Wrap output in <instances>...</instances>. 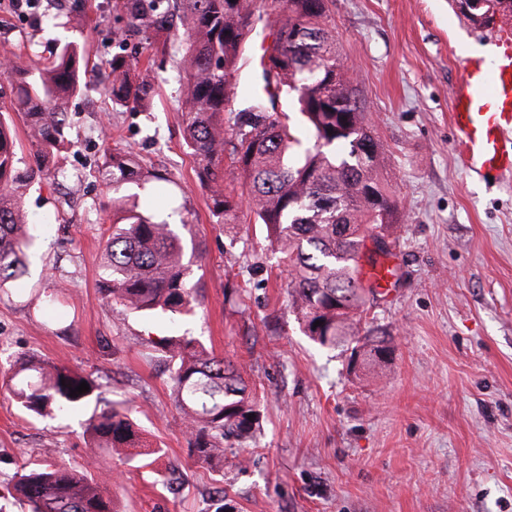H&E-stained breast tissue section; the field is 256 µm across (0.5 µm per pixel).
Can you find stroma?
I'll return each mask as SVG.
<instances>
[{
    "label": "stroma",
    "mask_w": 512,
    "mask_h": 512,
    "mask_svg": "<svg viewBox=\"0 0 512 512\" xmlns=\"http://www.w3.org/2000/svg\"><path fill=\"white\" fill-rule=\"evenodd\" d=\"M82 4L83 28L52 0L25 14L1 4L0 59L43 61L61 39L88 43L106 64L120 0ZM331 24L402 212L387 258L395 276L362 321L385 332L390 360L350 374L349 349L319 348L298 331L287 274L266 258L253 213L242 210L231 231L212 222L183 147L175 71L161 73L146 112L113 111L91 88L69 106L67 165L80 193L47 173L24 195L38 239L22 283L0 290V358L35 352L94 373L163 454L145 466L104 453L83 434L86 412L35 421L0 387V512H22L11 477L44 459L110 467L119 512H207L218 487L230 512H512V179L468 177L451 119L467 49L488 30L452 0H333ZM125 147L173 178L140 190V211L188 219L204 247L201 304L175 323L114 320L98 291L112 232L98 167ZM59 288L66 303L45 306ZM183 333L241 364L264 410L256 447L227 449L220 473L190 456L152 355L158 338Z\"/></svg>",
    "instance_id": "1"
}]
</instances>
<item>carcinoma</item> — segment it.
I'll use <instances>...</instances> for the list:
<instances>
[{"label": "carcinoma", "mask_w": 512, "mask_h": 512, "mask_svg": "<svg viewBox=\"0 0 512 512\" xmlns=\"http://www.w3.org/2000/svg\"><path fill=\"white\" fill-rule=\"evenodd\" d=\"M332 0H122L123 27L108 72L91 62L86 47L63 44L38 68L16 67L0 77L11 87V107L23 122L32 162L19 167L16 141L0 119V287L27 274L32 239L22 204L28 183L53 171L69 179L70 101L93 81L105 80L115 112L151 107L157 73L179 70L178 103L184 146L208 195L216 224L238 223L243 201L264 226L271 253L288 272L291 308L300 331L334 350L360 337L362 314L376 289L364 284L366 239H385L397 223L398 201L377 169L383 147L368 121L366 99L338 52L330 23ZM475 25L489 12L512 14V0H485L474 8L455 0ZM262 66L250 83L239 73L258 40ZM150 53L141 65L142 48ZM243 107L234 109L236 101ZM295 103L311 136L302 147L300 127L279 110ZM242 181L224 186V151ZM112 185V234L107 238L98 288L112 312L188 315L198 304L201 278L194 266L200 244L186 251L181 227L139 210L132 188L168 182L164 170L144 167L131 148L115 149L101 170ZM319 326H314L315 322ZM387 345L365 334L362 364H376L371 347ZM155 348L168 364L172 399L192 456L224 469L225 445L255 442L262 413L232 361L192 336H166ZM17 405L44 418L77 410L101 394L103 383L38 354L0 370ZM89 390L72 397L81 382ZM86 431L95 448H143L128 409L120 403L93 410ZM17 500L29 512H116L110 470L92 474L64 462L24 464L16 472Z\"/></svg>", "instance_id": "1"}]
</instances>
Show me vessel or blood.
I'll return each mask as SVG.
<instances>
[{"label":"vessel or blood","instance_id":"1","mask_svg":"<svg viewBox=\"0 0 512 512\" xmlns=\"http://www.w3.org/2000/svg\"><path fill=\"white\" fill-rule=\"evenodd\" d=\"M494 58L468 57L453 89V128L469 175H512V27L492 32Z\"/></svg>","mask_w":512,"mask_h":512}]
</instances>
